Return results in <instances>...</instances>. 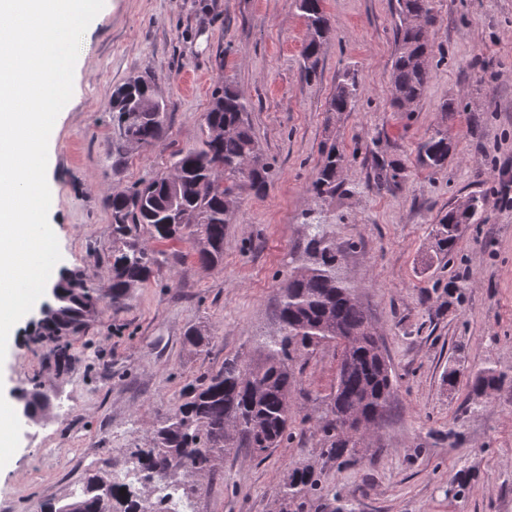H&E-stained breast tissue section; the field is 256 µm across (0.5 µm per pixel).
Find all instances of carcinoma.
Listing matches in <instances>:
<instances>
[{"label":"carcinoma","mask_w":512,"mask_h":512,"mask_svg":"<svg viewBox=\"0 0 512 512\" xmlns=\"http://www.w3.org/2000/svg\"><path fill=\"white\" fill-rule=\"evenodd\" d=\"M396 48L391 59V98L394 106L408 110L423 97L429 82L428 60L432 48L427 25L434 23L432 0H397ZM305 19L309 40L302 56L307 77H316L317 57L332 30L323 0H292ZM359 84L346 71L338 77L329 100V111L347 112L356 99ZM167 112L156 93V79L138 76L112 92V122L123 145L150 146L165 132V124L152 119ZM250 105L232 81L221 79L204 113V137L191 148L171 154L166 170L142 180L127 191L110 196L106 204L112 216V285L107 295L89 279L72 274L54 285L55 306L51 321L38 326V339L48 355L68 356L69 346L58 339L77 335L102 312V304L123 303L135 288L147 282L161 254L139 242L146 232L158 240L188 239L199 263L216 266L224 261V230L231 223L237 195L256 196L267 188L269 165L249 120ZM448 129L436 127L420 144L417 160L437 169L447 163ZM344 158L331 145L322 150L320 165L308 186L315 196L336 192ZM401 176V168L383 159L376 164V180L387 184ZM467 204L448 206L434 225L435 255L453 260L461 222L479 223L480 197L472 194ZM302 262L288 273L278 307L279 329L264 346V361L252 366L237 357L203 374L185 399L162 417L149 447L132 448L129 457L134 481L121 480L102 470L88 474L79 494L65 503L48 504L44 512H174L170 496L156 492L158 476L189 497L194 485L173 480L178 469L207 470L224 451L250 448L264 461L291 432V365L297 352L323 343L340 349L342 367L336 371L328 418L320 427L327 452L340 458L356 447L357 437L346 435L340 425L346 416H383L390 407L395 375L389 362H380L371 338L373 328L352 289L336 274L341 251L326 235L314 233L302 243ZM512 378L494 365L480 369L470 380V395L501 388ZM52 394L41 383L25 395L31 416L44 411ZM312 471L295 468L281 484L279 493L288 504L303 507L317 492Z\"/></svg>","instance_id":"1"}]
</instances>
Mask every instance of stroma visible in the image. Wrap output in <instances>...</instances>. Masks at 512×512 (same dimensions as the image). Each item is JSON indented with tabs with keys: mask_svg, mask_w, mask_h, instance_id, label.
<instances>
[{
	"mask_svg": "<svg viewBox=\"0 0 512 512\" xmlns=\"http://www.w3.org/2000/svg\"><path fill=\"white\" fill-rule=\"evenodd\" d=\"M396 0H324L334 23L318 76L307 79L303 18L290 0H105L86 29L73 94L48 150L61 268L112 282V218L106 199L151 178L171 154L198 145L211 92L235 80L251 105L253 131L270 166L260 196L242 193L224 233V263H198L189 241L161 245L168 260L123 305L105 307L58 362L34 343L38 310L16 324L0 363V397L17 402L33 383L50 384L51 406L19 421L0 471V512H40L67 500L86 473H122L128 451L149 445L158 419L184 389L236 356L251 365L277 333L276 311L300 245L320 229L343 249L338 274L369 316L397 378L387 413L346 461L328 455L318 426L328 413L338 350L322 344L292 363V437L259 460L235 448L194 477L190 512H290L278 496L296 466L326 493L310 512H512V386L466 410V382L448 387V367L475 373L492 362L512 375V0H433L434 54L427 89L413 111L390 99ZM360 85L351 111L327 102L343 71ZM152 74L167 103L166 133L151 146L118 149L113 89ZM455 109L441 111L442 102ZM453 151L439 169L417 151L437 126ZM344 159L336 194L316 198L309 182L324 147ZM405 171L378 187V159ZM484 196L451 262L425 266L432 224L448 205ZM462 281L461 303L445 304L434 282ZM205 330L208 351L186 345Z\"/></svg>",
	"mask_w": 512,
	"mask_h": 512,
	"instance_id": "1",
	"label": "stroma"
}]
</instances>
